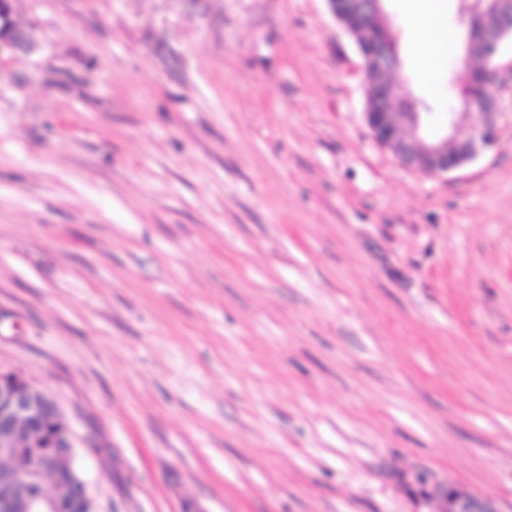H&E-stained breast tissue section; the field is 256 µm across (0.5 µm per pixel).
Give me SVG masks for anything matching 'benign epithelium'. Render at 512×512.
I'll return each mask as SVG.
<instances>
[{"label":"benign epithelium","instance_id":"benign-epithelium-1","mask_svg":"<svg viewBox=\"0 0 512 512\" xmlns=\"http://www.w3.org/2000/svg\"><path fill=\"white\" fill-rule=\"evenodd\" d=\"M326 2L334 21L354 39L366 71L376 75L366 92V121L374 141L401 165L423 176H444L496 145L500 95L512 87V61L500 62L512 40V0H477L461 43L466 51L474 44L483 49L482 92L459 101L464 112L448 113L437 137L424 130L421 113L401 111L412 96L404 82L389 78L402 69L395 34L385 28L369 39L383 17V0ZM37 50L32 31L14 22L12 0H0V59ZM471 110L478 111L479 122L466 127L461 119ZM24 447L40 449L37 467L0 470V512H58L71 494L84 512H98L74 467L75 434L57 403L22 374L0 369V451ZM413 482L424 490L417 506L429 512H501L494 499L428 471L416 472Z\"/></svg>","mask_w":512,"mask_h":512}]
</instances>
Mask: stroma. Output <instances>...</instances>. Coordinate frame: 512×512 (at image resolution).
Here are the masks:
<instances>
[{"mask_svg": "<svg viewBox=\"0 0 512 512\" xmlns=\"http://www.w3.org/2000/svg\"><path fill=\"white\" fill-rule=\"evenodd\" d=\"M401 78L445 126L385 0ZM0 60V369L54 398L99 512H512V92L427 177L365 122L325 0H14ZM12 2L0 1V60L5 56L32 54L38 50L31 29L20 27L14 22ZM413 482L424 490L417 506L431 509L416 512H501L491 497L477 494L457 482L438 479L428 471L416 472Z\"/></svg>", "mask_w": 512, "mask_h": 512, "instance_id": "obj_1", "label": "stroma"}]
</instances>
